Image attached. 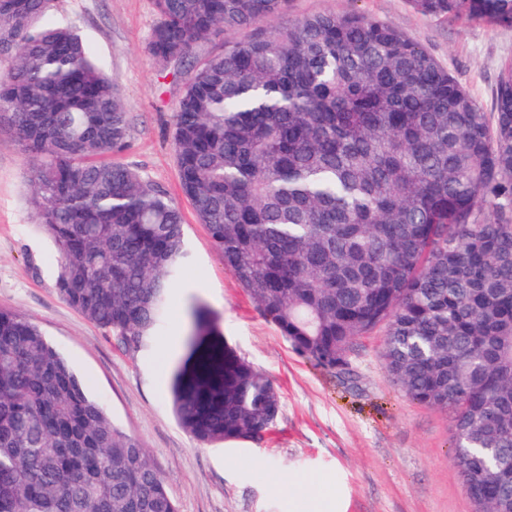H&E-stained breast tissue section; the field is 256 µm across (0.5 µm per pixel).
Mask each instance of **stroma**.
Listing matches in <instances>:
<instances>
[{
    "instance_id": "obj_1",
    "label": "stroma",
    "mask_w": 512,
    "mask_h": 512,
    "mask_svg": "<svg viewBox=\"0 0 512 512\" xmlns=\"http://www.w3.org/2000/svg\"><path fill=\"white\" fill-rule=\"evenodd\" d=\"M326 11L398 26L492 112L498 75L512 63V28L426 16L412 0L288 6L292 18ZM46 18L73 23L117 87L131 126V147L118 160L177 203L189 258L166 324L146 348L127 352L61 298L55 244L26 195L33 160L0 130V310L41 328L111 419L147 449L179 512H474L453 460L451 413L411 401L390 380L382 331L361 338L353 375L342 378L297 353L225 268L181 191L172 139L181 82L145 50L154 0H53ZM197 300L280 392L278 419L260 440L202 446L174 417L170 368L185 355L187 312ZM285 482L302 492L282 491Z\"/></svg>"
}]
</instances>
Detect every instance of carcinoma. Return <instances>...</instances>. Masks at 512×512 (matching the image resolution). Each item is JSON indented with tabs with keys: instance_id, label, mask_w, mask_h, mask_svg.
<instances>
[{
	"instance_id": "1",
	"label": "carcinoma",
	"mask_w": 512,
	"mask_h": 512,
	"mask_svg": "<svg viewBox=\"0 0 512 512\" xmlns=\"http://www.w3.org/2000/svg\"><path fill=\"white\" fill-rule=\"evenodd\" d=\"M50 0H0V128L33 158L30 203L61 297L129 352L154 336L187 257L130 148L123 100ZM146 50L182 79L183 194L224 266L300 355L351 373L358 341L408 398L454 415L475 512H512V64L487 113L417 41L288 0H154ZM512 27V0H414ZM247 30L196 58L199 42ZM172 406L199 444L260 439L281 397L210 312H189ZM0 512H178L148 451L33 322L0 310Z\"/></svg>"
}]
</instances>
